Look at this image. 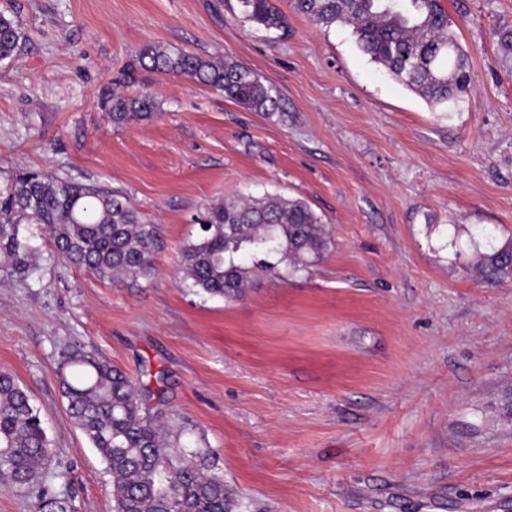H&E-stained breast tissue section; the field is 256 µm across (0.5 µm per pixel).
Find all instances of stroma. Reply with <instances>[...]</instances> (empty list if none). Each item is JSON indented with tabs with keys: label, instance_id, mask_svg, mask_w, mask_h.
Wrapping results in <instances>:
<instances>
[{
	"label": "stroma",
	"instance_id": "1",
	"mask_svg": "<svg viewBox=\"0 0 512 512\" xmlns=\"http://www.w3.org/2000/svg\"><path fill=\"white\" fill-rule=\"evenodd\" d=\"M266 33L224 0H0L23 33L0 62V176L19 168L119 190L162 228L152 283L98 279L43 247L0 273V369L40 411L41 477L71 512H112V479L67 412L62 355L95 349L165 394L154 411L209 448L233 512H512V281L480 257L512 245V0H444L473 89L431 109L357 48L273 0ZM159 43L237 61L282 113L177 74L124 77ZM147 94L113 123L98 94ZM306 200L334 242L288 282L228 302L184 288L179 252L213 202Z\"/></svg>",
	"mask_w": 512,
	"mask_h": 512
}]
</instances>
